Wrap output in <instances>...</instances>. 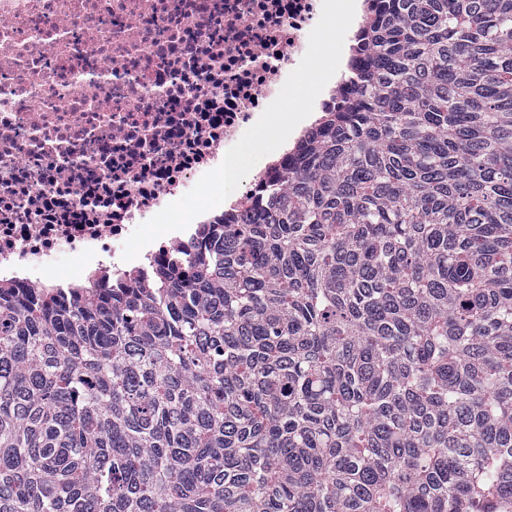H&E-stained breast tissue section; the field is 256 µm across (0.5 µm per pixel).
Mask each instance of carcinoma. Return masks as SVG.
I'll return each instance as SVG.
<instances>
[{"mask_svg": "<svg viewBox=\"0 0 512 512\" xmlns=\"http://www.w3.org/2000/svg\"><path fill=\"white\" fill-rule=\"evenodd\" d=\"M189 251L0 280V512H512V0H376Z\"/></svg>", "mask_w": 512, "mask_h": 512, "instance_id": "obj_1", "label": "carcinoma"}]
</instances>
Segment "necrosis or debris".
<instances>
[{
    "label": "necrosis or debris",
    "instance_id": "necrosis-or-debris-1",
    "mask_svg": "<svg viewBox=\"0 0 512 512\" xmlns=\"http://www.w3.org/2000/svg\"><path fill=\"white\" fill-rule=\"evenodd\" d=\"M322 0H0V276L189 249L125 240L216 168L299 64Z\"/></svg>",
    "mask_w": 512,
    "mask_h": 512
}]
</instances>
